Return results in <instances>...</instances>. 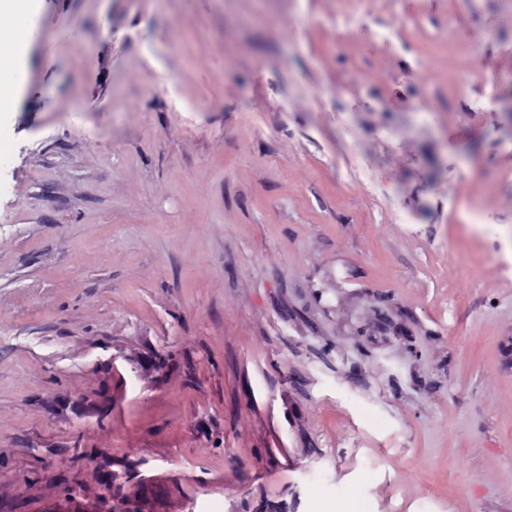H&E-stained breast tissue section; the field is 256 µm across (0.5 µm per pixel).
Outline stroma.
I'll list each match as a JSON object with an SVG mask.
<instances>
[{
  "label": "stroma",
  "instance_id": "obj_1",
  "mask_svg": "<svg viewBox=\"0 0 512 512\" xmlns=\"http://www.w3.org/2000/svg\"><path fill=\"white\" fill-rule=\"evenodd\" d=\"M360 9L40 0L0 512L121 463L145 512H512V0Z\"/></svg>",
  "mask_w": 512,
  "mask_h": 512
}]
</instances>
